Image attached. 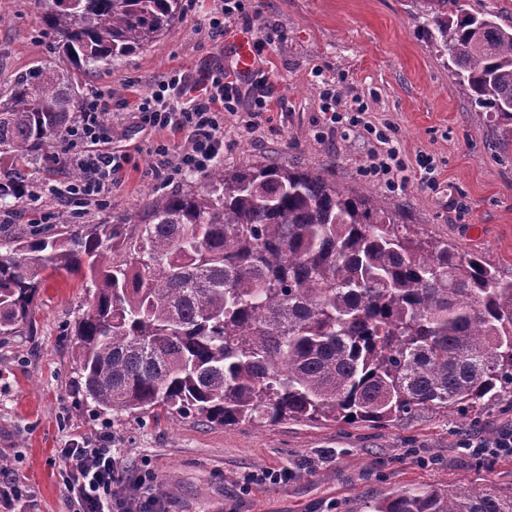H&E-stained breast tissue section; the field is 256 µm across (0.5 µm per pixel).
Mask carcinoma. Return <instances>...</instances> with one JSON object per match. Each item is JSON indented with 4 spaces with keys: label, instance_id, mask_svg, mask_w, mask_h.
Segmentation results:
<instances>
[{
    "label": "carcinoma",
    "instance_id": "cac0c4a2",
    "mask_svg": "<svg viewBox=\"0 0 512 512\" xmlns=\"http://www.w3.org/2000/svg\"><path fill=\"white\" fill-rule=\"evenodd\" d=\"M63 66L16 76L0 103V160L20 174L78 111L71 70L129 56L174 26L182 0H41ZM412 18L496 137L512 142V26L453 0ZM17 236L0 253V335L32 326L45 272L81 274L75 326L85 392L103 410L388 425L466 418L512 401V275L400 223L369 189L316 169L218 164L113 224ZM137 224L133 237L127 225ZM372 512H512V487H429Z\"/></svg>",
    "mask_w": 512,
    "mask_h": 512
}]
</instances>
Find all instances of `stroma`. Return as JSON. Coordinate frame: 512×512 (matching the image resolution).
Segmentation results:
<instances>
[{
  "instance_id": "obj_1",
  "label": "stroma",
  "mask_w": 512,
  "mask_h": 512,
  "mask_svg": "<svg viewBox=\"0 0 512 512\" xmlns=\"http://www.w3.org/2000/svg\"><path fill=\"white\" fill-rule=\"evenodd\" d=\"M214 6V0H185L168 35L87 76L85 92L111 97L104 119L128 162L114 178L110 205L90 209L85 223L118 220L141 209L149 193L196 181L192 172L167 177L157 169L155 147L177 155L182 135L140 130L129 113L173 74L193 80L215 64L233 66L223 41L208 32L206 15ZM40 12L38 0H0V83L58 61L61 51L40 29ZM258 25L276 37L264 57L288 110L253 130L225 115V168L283 163L320 170L341 187H369L411 229L512 275V144L499 143L485 113L454 84L417 31L410 0H247L232 30L242 34ZM330 85L344 117L365 105L364 120L389 126L408 158H433L435 185L415 177L393 192L366 176L370 135L348 125L330 136L321 131V93ZM56 209L42 196L35 208L0 221V239L55 234L57 223L33 220ZM91 300L83 278L54 274L40 290L32 329L0 336V472L29 486L31 512H71L60 451L104 425L125 465L154 471V490L169 512H371L404 490L512 487V456H475L460 446L470 437L491 440L511 431L507 401L474 422L439 411L388 426L285 421L260 428L103 412L78 388L73 348L74 324ZM265 468L292 476L243 491L247 475Z\"/></svg>"
}]
</instances>
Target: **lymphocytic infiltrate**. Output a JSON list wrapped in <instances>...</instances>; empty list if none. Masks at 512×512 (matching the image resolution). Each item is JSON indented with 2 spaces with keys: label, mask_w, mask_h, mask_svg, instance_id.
I'll list each match as a JSON object with an SVG mask.
<instances>
[{
  "label": "lymphocytic infiltrate",
  "mask_w": 512,
  "mask_h": 512,
  "mask_svg": "<svg viewBox=\"0 0 512 512\" xmlns=\"http://www.w3.org/2000/svg\"><path fill=\"white\" fill-rule=\"evenodd\" d=\"M244 102L249 105L246 126L250 129L260 126L267 113L287 108L268 70L259 65L247 73L223 68L193 82L171 80L164 93L143 97L136 114L151 130H176L185 136L187 146L175 160H168L166 146L157 147L161 166L172 165L180 172H203L224 147L225 113L238 111ZM109 109L110 102L104 95H92L63 136L64 159L78 170V178L45 191L27 179L7 177L0 180V198H13L16 205L26 207L47 192L75 219L82 218L89 207L110 203L112 181L126 157L108 148L112 126L102 114ZM366 132L376 142L363 168L366 175L383 181L392 191L404 187L414 172L419 173L421 181L435 182L432 158L420 155L412 161L405 159L387 130L370 125ZM61 455L63 485L72 512H168L165 502L149 491L152 474H129L120 456L113 453L108 428L62 449Z\"/></svg>",
  "instance_id": "lymphocytic-infiltrate-1"
}]
</instances>
